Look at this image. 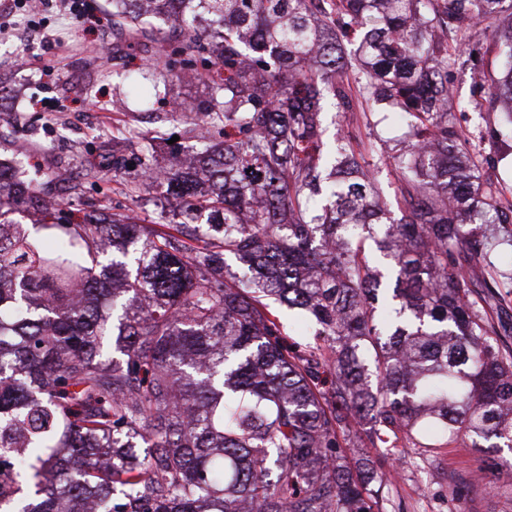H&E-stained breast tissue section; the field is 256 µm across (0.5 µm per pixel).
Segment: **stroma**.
Listing matches in <instances>:
<instances>
[{
  "mask_svg": "<svg viewBox=\"0 0 512 512\" xmlns=\"http://www.w3.org/2000/svg\"><path fill=\"white\" fill-rule=\"evenodd\" d=\"M94 23L64 11L59 0H43L39 19L47 41L34 47L25 69H18L13 51L17 43L10 34L0 35V160L13 157L70 174L69 182L42 186V193L88 211L105 204L123 212L134 210L151 223L157 212L150 204H133L112 178V154L140 153L144 140L157 145L159 164L170 159L168 139L178 138L182 148L197 147L192 132L196 115H173L176 103L206 99V83L184 79L154 97L151 112L125 110L117 101L126 97L127 87L115 86L105 36L112 30L108 0H86ZM493 34L476 27L461 41L462 56L450 70L453 95L449 103L454 123L466 134L468 150L485 151L493 158L487 174L492 175L512 199V139L491 142L487 134L501 115L489 107L475 109L480 83L496 69L491 50ZM136 128L140 139L127 142L113 138L115 125ZM328 136L349 126L353 139L364 146L366 161L375 165L374 177L387 201H394L399 188L393 167L377 165L378 157L396 153L405 139V123L389 120L383 108L374 109L354 97L352 114L328 108ZM100 167L97 181L84 177L90 166ZM388 482L384 495L400 504L402 512H512V450L497 448L484 452L461 443L443 449L427 460L413 451L385 467Z\"/></svg>",
  "mask_w": 512,
  "mask_h": 512,
  "instance_id": "stroma-1",
  "label": "stroma"
}]
</instances>
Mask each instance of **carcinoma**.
Wrapping results in <instances>:
<instances>
[{
	"label": "carcinoma",
	"mask_w": 512,
	"mask_h": 512,
	"mask_svg": "<svg viewBox=\"0 0 512 512\" xmlns=\"http://www.w3.org/2000/svg\"><path fill=\"white\" fill-rule=\"evenodd\" d=\"M109 0L124 48L171 22L160 75L209 82L204 149L166 168L112 157L151 227L47 201L39 169L0 163V512H378L380 470L346 465L344 428L387 461L472 437L512 447V288L482 226L512 243V201L448 119V30L486 25L481 101L512 138V0ZM406 117L397 210L333 141L327 103ZM42 212L29 230L8 219ZM251 277L230 281L226 259ZM300 309L292 348L272 304Z\"/></svg>",
	"instance_id": "cac0c4a2"
}]
</instances>
